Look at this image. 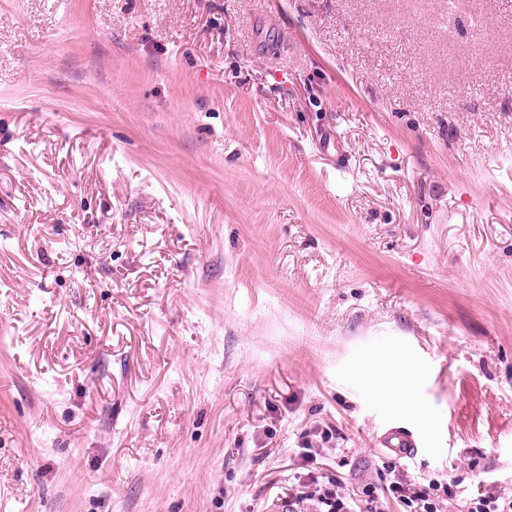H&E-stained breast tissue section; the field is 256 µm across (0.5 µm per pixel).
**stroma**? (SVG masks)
<instances>
[{
    "label": "stroma",
    "instance_id": "1",
    "mask_svg": "<svg viewBox=\"0 0 512 512\" xmlns=\"http://www.w3.org/2000/svg\"><path fill=\"white\" fill-rule=\"evenodd\" d=\"M310 470L512 494V0H0V512ZM408 366L397 361L378 368L373 375L376 393L383 399L395 403L399 409L417 412L420 408L407 383ZM386 448L395 451L399 456L414 459L422 450L421 443L407 429H391L384 436Z\"/></svg>",
    "mask_w": 512,
    "mask_h": 512
}]
</instances>
